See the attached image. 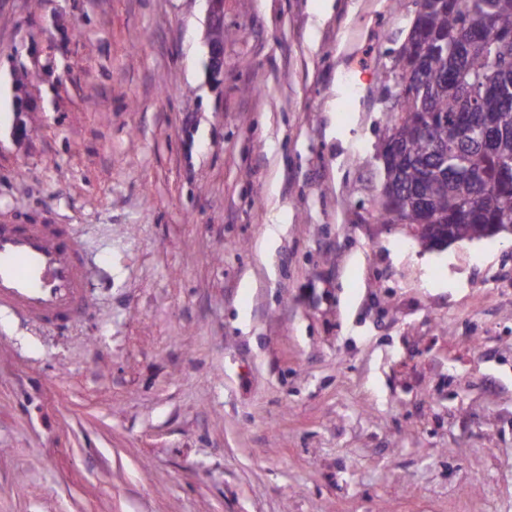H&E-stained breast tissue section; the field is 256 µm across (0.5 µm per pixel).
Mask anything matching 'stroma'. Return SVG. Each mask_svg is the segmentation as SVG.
<instances>
[{
	"label": "stroma",
	"mask_w": 512,
	"mask_h": 512,
	"mask_svg": "<svg viewBox=\"0 0 512 512\" xmlns=\"http://www.w3.org/2000/svg\"><path fill=\"white\" fill-rule=\"evenodd\" d=\"M0 0V219L93 309L0 312V512H512V235L378 220L416 0ZM209 2L210 37L208 39L209 67L214 74L224 68V0Z\"/></svg>",
	"instance_id": "1"
}]
</instances>
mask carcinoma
I'll return each mask as SVG.
<instances>
[{"label":"carcinoma","instance_id":"1","mask_svg":"<svg viewBox=\"0 0 512 512\" xmlns=\"http://www.w3.org/2000/svg\"><path fill=\"white\" fill-rule=\"evenodd\" d=\"M412 32L400 45L396 66L413 69L409 93L393 111L388 149L393 166L385 187L407 206L414 225L423 202L440 223L470 241L490 224L512 221V181L499 180L501 162L512 157V54L485 47L492 36L512 38V0H418ZM473 109L506 127L487 141L465 146L459 155L431 152L430 142L458 140L457 113ZM423 112L448 114V123L423 130ZM470 167L482 171L476 181Z\"/></svg>","mask_w":512,"mask_h":512}]
</instances>
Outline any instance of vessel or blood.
Returning a JSON list of instances; mask_svg holds the SVG:
<instances>
[{
    "mask_svg": "<svg viewBox=\"0 0 512 512\" xmlns=\"http://www.w3.org/2000/svg\"><path fill=\"white\" fill-rule=\"evenodd\" d=\"M89 298V261L70 225L0 222V308L63 329Z\"/></svg>",
    "mask_w": 512,
    "mask_h": 512,
    "instance_id": "obj_1",
    "label": "vessel or blood"
}]
</instances>
